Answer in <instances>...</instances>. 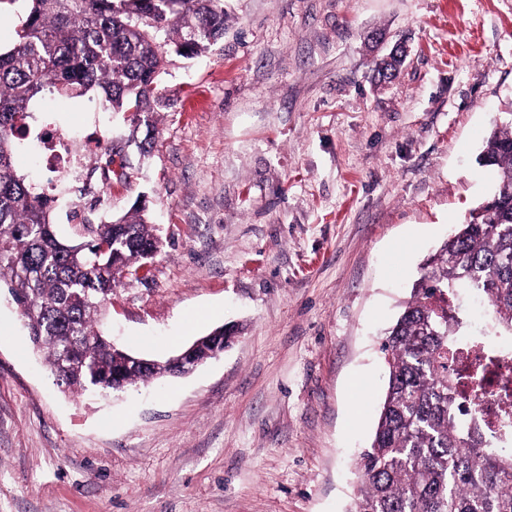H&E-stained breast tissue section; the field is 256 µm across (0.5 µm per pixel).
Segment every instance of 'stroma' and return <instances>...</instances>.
I'll return each instance as SVG.
<instances>
[{
	"label": "stroma",
	"instance_id": "1",
	"mask_svg": "<svg viewBox=\"0 0 512 512\" xmlns=\"http://www.w3.org/2000/svg\"><path fill=\"white\" fill-rule=\"evenodd\" d=\"M206 54L169 53L140 157L97 95L30 130H99L125 180L67 185L100 222L143 205L162 246L106 330L153 360L223 324L192 374L62 393L0 288V512H349L387 385L382 334L452 225L489 198L512 113V0H223ZM409 54L378 84L367 37Z\"/></svg>",
	"mask_w": 512,
	"mask_h": 512
}]
</instances>
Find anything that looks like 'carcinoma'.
<instances>
[{
    "label": "carcinoma",
    "instance_id": "obj_1",
    "mask_svg": "<svg viewBox=\"0 0 512 512\" xmlns=\"http://www.w3.org/2000/svg\"><path fill=\"white\" fill-rule=\"evenodd\" d=\"M0 50V284L21 310L33 351L70 392H108L121 358L99 329L119 279L137 272L159 239L145 208L87 223L78 242L54 230V200L34 193L14 166V142L44 91L101 93L106 109L149 115L170 50L193 56L224 35L222 0H29ZM402 57L381 60L378 80ZM479 163L492 168L491 196L454 225L427 259L410 299L384 333L388 386L375 434L357 463L350 512H512V452L483 410H458L457 373L448 354L462 316L448 298L462 288L490 308L512 336V119L487 137ZM174 372L170 360L125 370L126 385Z\"/></svg>",
    "mask_w": 512,
    "mask_h": 512
}]
</instances>
